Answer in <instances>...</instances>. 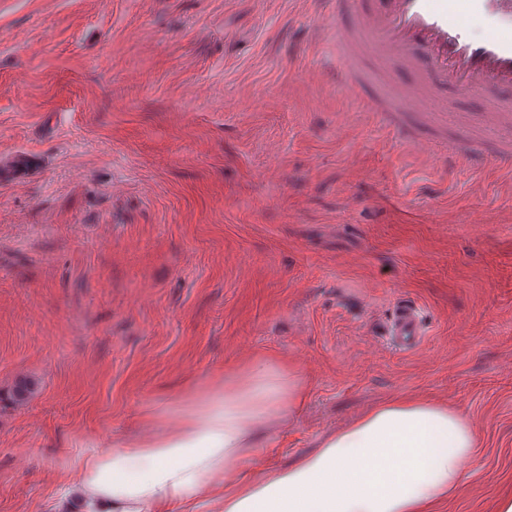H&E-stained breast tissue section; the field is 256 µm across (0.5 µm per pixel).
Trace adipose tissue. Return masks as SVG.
<instances>
[{
  "instance_id": "obj_1",
  "label": "adipose tissue",
  "mask_w": 512,
  "mask_h": 512,
  "mask_svg": "<svg viewBox=\"0 0 512 512\" xmlns=\"http://www.w3.org/2000/svg\"><path fill=\"white\" fill-rule=\"evenodd\" d=\"M308 388L302 369L259 355L178 396L148 403L145 432L95 440L63 465L77 512H436L458 491L478 446L448 404L399 396L336 429L311 453L248 476L293 421Z\"/></svg>"
}]
</instances>
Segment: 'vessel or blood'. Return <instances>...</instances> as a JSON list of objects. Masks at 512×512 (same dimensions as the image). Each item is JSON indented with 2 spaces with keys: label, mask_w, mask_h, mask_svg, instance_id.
I'll return each mask as SVG.
<instances>
[{
  "label": "vessel or blood",
  "mask_w": 512,
  "mask_h": 512,
  "mask_svg": "<svg viewBox=\"0 0 512 512\" xmlns=\"http://www.w3.org/2000/svg\"><path fill=\"white\" fill-rule=\"evenodd\" d=\"M353 22L318 39L333 37L336 70L330 78L349 88L368 112L386 113L394 135L413 141L398 121L402 112L421 107L436 90L462 95L512 93V0H373L364 10L359 0H343ZM400 61L417 68L419 80L410 88L389 84L390 67ZM440 170L491 164L512 180V148H474L438 138ZM384 332L400 349L418 346L425 324L416 302L399 299Z\"/></svg>",
  "instance_id": "vessel-or-blood-1"
}]
</instances>
